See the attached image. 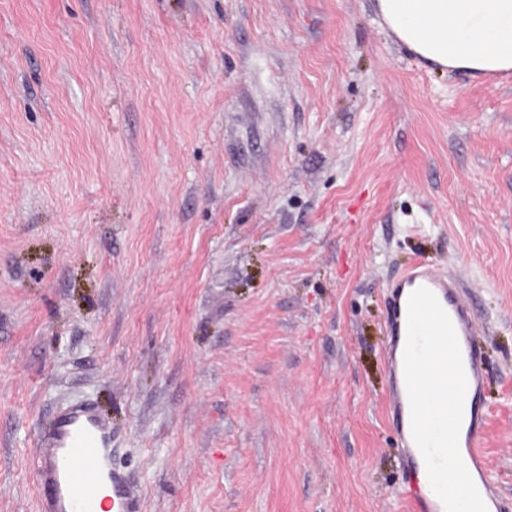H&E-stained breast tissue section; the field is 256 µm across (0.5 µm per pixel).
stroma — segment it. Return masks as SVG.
I'll list each match as a JSON object with an SVG mask.
<instances>
[{"mask_svg": "<svg viewBox=\"0 0 512 512\" xmlns=\"http://www.w3.org/2000/svg\"><path fill=\"white\" fill-rule=\"evenodd\" d=\"M479 319L512 512V74L440 72L376 0H0V512L112 423L144 512H404L389 283Z\"/></svg>", "mask_w": 512, "mask_h": 512, "instance_id": "stroma-1", "label": "stroma"}]
</instances>
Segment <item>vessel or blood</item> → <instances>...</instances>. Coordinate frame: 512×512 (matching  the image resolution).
Segmentation results:
<instances>
[{"mask_svg":"<svg viewBox=\"0 0 512 512\" xmlns=\"http://www.w3.org/2000/svg\"><path fill=\"white\" fill-rule=\"evenodd\" d=\"M425 287L437 297L456 331L468 387L459 433L463 462L481 497L496 502L486 462L479 447L486 425L487 409L479 400L484 383V365L473 338L478 322L472 304L463 296V284L454 276L419 261L391 283L389 315L385 333L389 343L384 363L389 375V407L404 467L417 472L422 459L416 453L411 432L403 354L407 334V301L417 288ZM38 478L47 492L45 512H96L101 485H110L112 512H141V496L128 477L112 466V424L87 408H73L41 434L35 456ZM408 512H445L433 490L408 485L402 492Z\"/></svg>","mask_w":512,"mask_h":512,"instance_id":"1","label":"vessel or blood"}]
</instances>
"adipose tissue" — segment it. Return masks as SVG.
Segmentation results:
<instances>
[{
    "label": "adipose tissue",
    "instance_id": "adipose-tissue-1",
    "mask_svg": "<svg viewBox=\"0 0 512 512\" xmlns=\"http://www.w3.org/2000/svg\"><path fill=\"white\" fill-rule=\"evenodd\" d=\"M383 22L439 71L512 72V0H376Z\"/></svg>",
    "mask_w": 512,
    "mask_h": 512
}]
</instances>
